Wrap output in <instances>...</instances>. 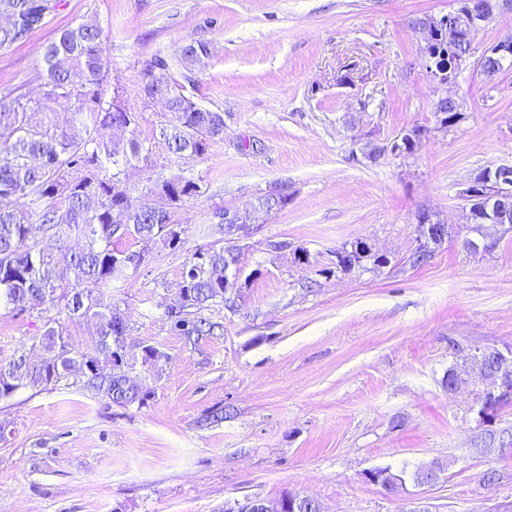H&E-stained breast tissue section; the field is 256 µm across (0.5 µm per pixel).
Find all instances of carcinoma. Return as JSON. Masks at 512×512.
<instances>
[{
	"label": "carcinoma",
	"instance_id": "carcinoma-1",
	"mask_svg": "<svg viewBox=\"0 0 512 512\" xmlns=\"http://www.w3.org/2000/svg\"><path fill=\"white\" fill-rule=\"evenodd\" d=\"M57 0H0V49L26 40L44 27L56 9ZM108 35L95 22H82L56 33L41 61V87L52 98H28L16 89L0 88V307L19 312L61 307L72 321H90L95 326L91 351L70 356L62 326L47 325L42 334L46 352L40 365L20 354L0 363V399L25 386L48 385L81 366L82 388L93 397L117 406L142 405L148 392L135 376L114 377L113 350L126 344L129 325L119 306L100 298L112 281L135 272L149 247L157 243L175 248L182 227L174 220L175 209L200 194V185L180 178L156 179L149 199L133 196L126 182V169L134 164H153L164 151L168 158L191 159L205 155L212 143L224 138V113L200 106L186 86L174 83V93L158 85L152 93L140 89L143 106L148 97L168 100L171 119L160 138H143L138 113L129 108L119 87H110L112 61L106 52ZM211 56L210 45L191 41L181 48L180 64L186 69L203 67ZM59 108L70 114L67 127L44 118ZM126 128L123 142L112 139V126ZM55 241L56 252L46 251L32 239V229ZM128 239L143 248L122 247ZM80 246L74 248L71 243ZM218 250L192 254L181 273L180 302L166 308L171 326L190 339L213 333L217 324L201 312L228 301L224 273L235 262V237ZM336 268L349 272L373 258L376 266L388 264L383 255L372 256L370 246L356 240L336 250ZM154 355L130 354V370L156 367L167 356L149 346ZM479 399L491 416L512 405V397L479 390ZM419 467L377 470V484L391 494L406 489L407 482L429 485L441 475Z\"/></svg>",
	"mask_w": 512,
	"mask_h": 512
}]
</instances>
